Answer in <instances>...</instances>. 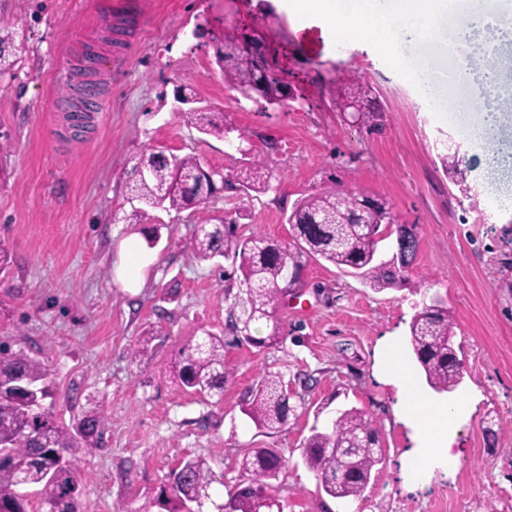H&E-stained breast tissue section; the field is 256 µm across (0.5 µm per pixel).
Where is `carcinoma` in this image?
Masks as SVG:
<instances>
[{
	"label": "carcinoma",
	"instance_id": "1",
	"mask_svg": "<svg viewBox=\"0 0 512 512\" xmlns=\"http://www.w3.org/2000/svg\"><path fill=\"white\" fill-rule=\"evenodd\" d=\"M250 39L267 45L274 36L268 14L253 18ZM239 34L226 32L215 46L216 64L224 83L246 99L270 106L288 100V73L277 57L238 48ZM328 95L336 111L368 129L375 126L379 109L372 103V88L354 79L351 85L330 83ZM186 116L201 133L228 138L233 128L214 121L211 114L190 109ZM271 175L261 159H253L222 182L245 193L269 189ZM215 174L193 155L144 154L129 182V199L137 202L129 219L143 207L164 203L176 209L194 208L213 194ZM288 223L293 243L282 245L262 235L243 238L235 226L198 227L194 250L197 259L219 257L240 260L245 289L235 296L228 329L234 340L256 348H269L279 340L277 332L266 337L251 333V324L274 320L282 298L300 282L305 254L318 256L339 270L358 275L373 288L397 287L408 278L418 251L416 226L403 224L384 200L371 199L343 189L312 195L296 204ZM395 233L396 252L404 264L377 258L375 234L382 226ZM453 322L442 301L423 304L409 326V345L426 383L437 393L456 387L463 374L462 359L453 342ZM224 337L208 333L189 347L176 364L178 385L185 392L222 398L226 369ZM55 383L47 361L20 348L13 350L0 340V512H33L30 492L36 488L43 512H79V475L73 457L78 450L98 449L102 434L95 415L85 417L72 430L54 412ZM283 376L268 372L251 389L245 414L260 428L277 431L288 423L295 409L289 403ZM302 458L315 473L320 488L332 498L359 499L368 487L374 468L384 454L379 435L367 414L355 407L341 410L331 427L314 431L302 446ZM288 465L276 448H249L239 457L240 480L229 493L227 512H284V500L271 489L270 480ZM204 459L187 458L169 471L159 487L157 503L173 505L168 512H187L189 504L208 494L218 482Z\"/></svg>",
	"mask_w": 512,
	"mask_h": 512
}]
</instances>
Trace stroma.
<instances>
[{
	"label": "stroma",
	"mask_w": 512,
	"mask_h": 512,
	"mask_svg": "<svg viewBox=\"0 0 512 512\" xmlns=\"http://www.w3.org/2000/svg\"><path fill=\"white\" fill-rule=\"evenodd\" d=\"M139 25H104L90 0H0V32H11L10 75L0 78V339L50 361L55 414L65 425L102 418V444L80 462L81 512H158L165 475L186 457L222 475L215 504L239 480L238 456L282 448L291 459L278 482L285 512H512V40L497 44L492 92L496 124L486 151L470 130L472 88L431 80L434 53L461 23L503 14L507 0H461L422 38L394 35L387 50L369 38L334 32L320 16L276 8L271 42L296 88L281 107L244 99L225 84L214 45L225 28L247 27V0H139ZM125 51L126 60L112 57ZM101 63L93 77L99 107L74 133L62 96L82 98L62 79L63 63ZM364 77L382 114L373 129L347 122L331 106L330 81ZM243 132L227 141L188 123L182 91ZM193 155L227 174L264 159L271 188L220 189L195 208H145L126 222L129 174L142 154ZM458 154L469 193L440 157ZM341 187L387 201L416 227L419 249L404 285L377 290L320 258L304 257L300 286L283 299L277 322L253 323L257 336L278 330L266 349L225 347L229 377L222 401H203L175 383L172 367L205 333L222 335L225 289L241 276L229 259L198 260L199 225L234 222L238 235L293 241L287 218L310 195ZM161 237L136 288L117 282L120 243ZM439 296L462 348L463 385L482 400L458 436L453 472H431L413 486L403 475L409 447L393 414L396 399L379 383L376 350L384 336H407L419 303ZM149 355L134 360L140 337ZM278 372L296 412L268 434L244 414L249 388ZM362 409L380 432L386 461L362 499L319 491L299 450L338 411Z\"/></svg>",
	"instance_id": "35a3bbf8"
}]
</instances>
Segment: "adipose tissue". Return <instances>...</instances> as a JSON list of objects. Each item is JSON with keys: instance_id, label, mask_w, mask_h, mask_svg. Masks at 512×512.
<instances>
[{"instance_id": "obj_1", "label": "adipose tissue", "mask_w": 512, "mask_h": 512, "mask_svg": "<svg viewBox=\"0 0 512 512\" xmlns=\"http://www.w3.org/2000/svg\"><path fill=\"white\" fill-rule=\"evenodd\" d=\"M293 9L327 17L332 25L348 35H367L378 45L387 46L396 15L409 19L408 36L430 31L436 13L447 10L448 0H400L392 10L382 0H358L352 13H344L341 0H291ZM378 378L394 390L395 414L407 429L411 441L404 454L405 475L409 482L424 479L429 469H453L460 459L458 431L474 415L482 399L476 389L459 388L443 395L423 390L402 354L400 336L384 337L378 352Z\"/></svg>"}]
</instances>
